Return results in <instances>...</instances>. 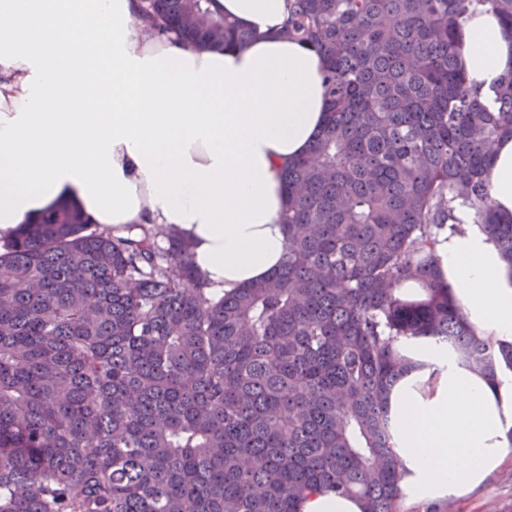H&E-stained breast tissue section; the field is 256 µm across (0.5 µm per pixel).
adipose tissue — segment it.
I'll return each mask as SVG.
<instances>
[{"label": "adipose tissue", "mask_w": 512, "mask_h": 512, "mask_svg": "<svg viewBox=\"0 0 512 512\" xmlns=\"http://www.w3.org/2000/svg\"><path fill=\"white\" fill-rule=\"evenodd\" d=\"M140 0H0V237L74 205L125 234L158 224L191 247L219 292L266 279L282 261V168L309 155L326 124L325 61L279 31L286 0H214L252 31L230 47H185L134 25ZM470 86L491 104L512 70V28L490 6L460 31ZM490 197L512 217V138L492 147ZM435 254L474 333L512 344V267L474 210ZM389 394L401 489L414 501L468 493L512 454V371L466 366L434 341Z\"/></svg>", "instance_id": "1"}]
</instances>
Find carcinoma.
I'll return each instance as SVG.
<instances>
[{
  "instance_id": "1",
  "label": "carcinoma",
  "mask_w": 512,
  "mask_h": 512,
  "mask_svg": "<svg viewBox=\"0 0 512 512\" xmlns=\"http://www.w3.org/2000/svg\"><path fill=\"white\" fill-rule=\"evenodd\" d=\"M211 2L138 15L188 48L250 40ZM483 3L512 28V0H288L283 33L326 61L328 116L282 169L288 237L263 281L188 288V242L72 207L0 243V512H301L315 491L395 512L400 344L512 370V344L470 329L434 254L462 199L512 266L488 188L512 72L487 106L457 53Z\"/></svg>"
}]
</instances>
